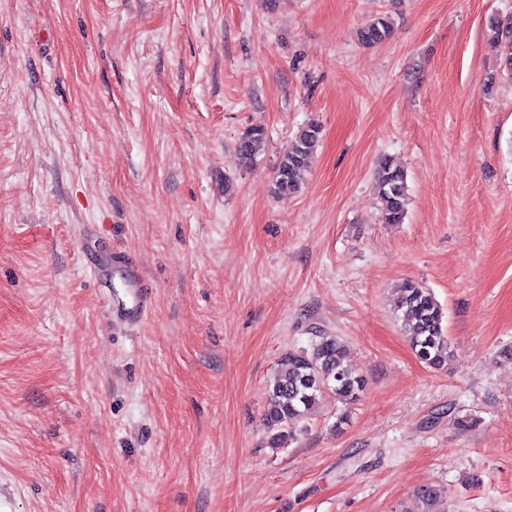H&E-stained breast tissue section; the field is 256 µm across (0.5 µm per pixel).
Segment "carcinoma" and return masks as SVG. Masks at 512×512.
<instances>
[{
	"label": "carcinoma",
	"instance_id": "cac0c4a2",
	"mask_svg": "<svg viewBox=\"0 0 512 512\" xmlns=\"http://www.w3.org/2000/svg\"><path fill=\"white\" fill-rule=\"evenodd\" d=\"M493 41L512 65V24L490 22ZM393 24L379 16L365 24L358 39L366 46L387 40ZM320 129L314 124L301 127L280 154L274 171V192L280 196L298 193L305 181L319 142ZM265 133L260 128L244 131L238 139L237 156L244 164L253 163L261 150ZM381 221L401 224L407 215L409 193L404 168L390 158L383 159L376 172ZM397 320L418 358L434 369H443L451 357L444 326V312L434 294L421 283L406 280L400 285L395 306ZM345 345L333 336H321L312 352L286 353L268 381V407L264 425L270 433V445L280 448L293 436L295 425L325 397L332 395L341 403L356 402L365 380L353 373L344 362ZM419 497L425 512H442L436 505L443 502L445 492L428 487Z\"/></svg>",
	"mask_w": 512,
	"mask_h": 512
}]
</instances>
